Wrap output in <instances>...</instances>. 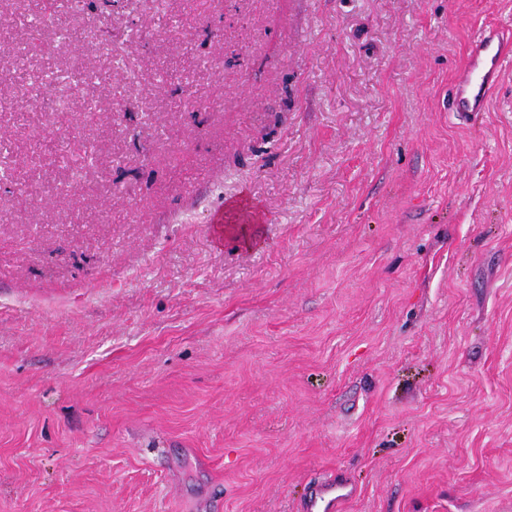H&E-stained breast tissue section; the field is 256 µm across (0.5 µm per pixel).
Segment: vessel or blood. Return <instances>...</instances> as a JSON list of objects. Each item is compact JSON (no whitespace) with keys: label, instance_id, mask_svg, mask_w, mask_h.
<instances>
[{"label":"vessel or blood","instance_id":"b4317fda","mask_svg":"<svg viewBox=\"0 0 512 512\" xmlns=\"http://www.w3.org/2000/svg\"><path fill=\"white\" fill-rule=\"evenodd\" d=\"M512 45L504 39L487 35L474 41L469 46V58L463 75L457 80L453 95L452 108L457 112L483 111L488 93L492 87L491 74L497 70L508 49ZM351 495L346 485L341 483H327L321 486L315 501L310 507L317 512L321 501H328L335 506Z\"/></svg>","mask_w":512,"mask_h":512}]
</instances>
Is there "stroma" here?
<instances>
[{"instance_id": "obj_1", "label": "stroma", "mask_w": 512, "mask_h": 512, "mask_svg": "<svg viewBox=\"0 0 512 512\" xmlns=\"http://www.w3.org/2000/svg\"><path fill=\"white\" fill-rule=\"evenodd\" d=\"M77 23L0 55V512H306L329 481L340 512H512V61L452 109L512 0ZM53 72L81 77L78 183L20 108ZM242 200L260 244H216ZM509 43L493 35L470 43L469 58L463 75L457 80L452 108L456 112H481L492 87L491 74L501 66ZM352 495L351 490L347 489V486L341 483H327L321 486L317 496L310 503L308 510L310 512L315 511L320 507V502H323L326 497H329L327 501V506L331 505V507L327 510H332L336 505V509L340 503L348 499Z\"/></svg>"}]
</instances>
